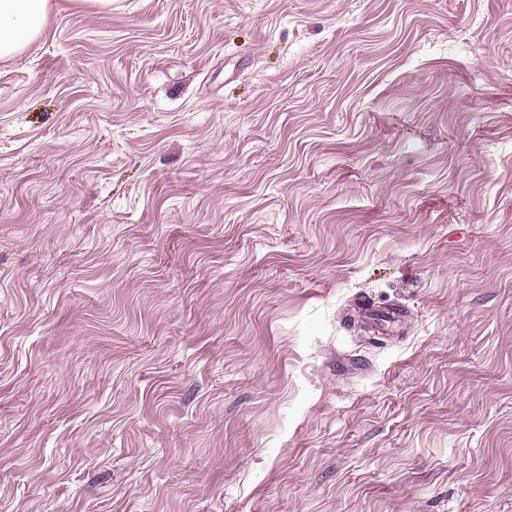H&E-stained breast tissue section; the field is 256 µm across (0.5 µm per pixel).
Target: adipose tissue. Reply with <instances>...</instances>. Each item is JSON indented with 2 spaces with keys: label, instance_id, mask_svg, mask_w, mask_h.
<instances>
[{
  "label": "adipose tissue",
  "instance_id": "1",
  "mask_svg": "<svg viewBox=\"0 0 512 512\" xmlns=\"http://www.w3.org/2000/svg\"><path fill=\"white\" fill-rule=\"evenodd\" d=\"M51 0H0V59L31 45L44 31Z\"/></svg>",
  "mask_w": 512,
  "mask_h": 512
}]
</instances>
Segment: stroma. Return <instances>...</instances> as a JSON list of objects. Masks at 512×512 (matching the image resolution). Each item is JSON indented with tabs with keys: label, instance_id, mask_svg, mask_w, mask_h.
Instances as JSON below:
<instances>
[{
	"label": "stroma",
	"instance_id": "1",
	"mask_svg": "<svg viewBox=\"0 0 512 512\" xmlns=\"http://www.w3.org/2000/svg\"><path fill=\"white\" fill-rule=\"evenodd\" d=\"M0 512H512V0H52Z\"/></svg>",
	"mask_w": 512,
	"mask_h": 512
}]
</instances>
